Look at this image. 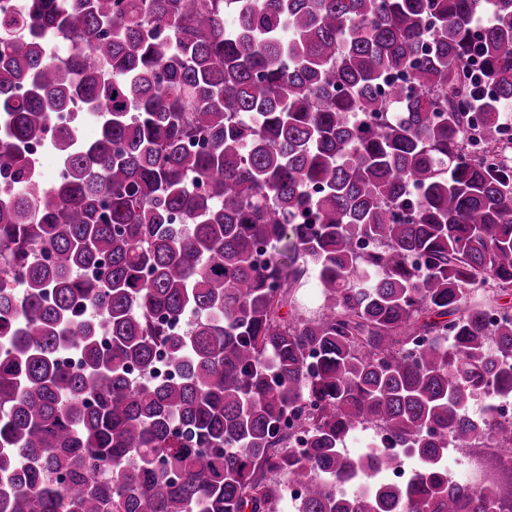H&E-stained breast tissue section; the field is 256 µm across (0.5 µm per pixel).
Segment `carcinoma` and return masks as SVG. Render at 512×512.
Returning <instances> with one entry per match:
<instances>
[{
    "label": "carcinoma",
    "instance_id": "obj_1",
    "mask_svg": "<svg viewBox=\"0 0 512 512\" xmlns=\"http://www.w3.org/2000/svg\"><path fill=\"white\" fill-rule=\"evenodd\" d=\"M506 105L512 0L0 7V512H512Z\"/></svg>",
    "mask_w": 512,
    "mask_h": 512
}]
</instances>
